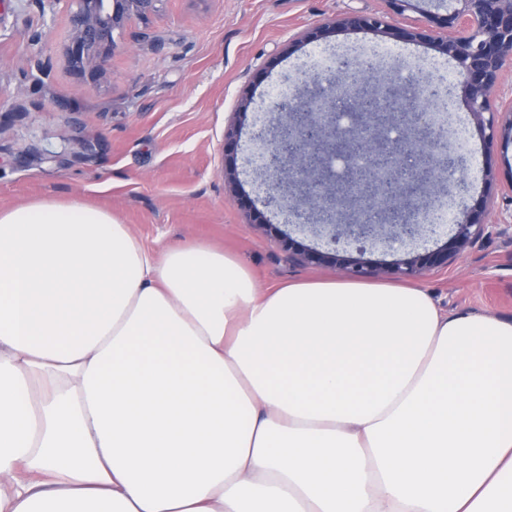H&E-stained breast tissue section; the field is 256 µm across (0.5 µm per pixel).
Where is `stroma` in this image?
<instances>
[{
  "mask_svg": "<svg viewBox=\"0 0 512 512\" xmlns=\"http://www.w3.org/2000/svg\"><path fill=\"white\" fill-rule=\"evenodd\" d=\"M448 0H413L403 13L385 0H159L148 22L134 19L116 34L104 81L79 79L62 59L70 38L63 12L36 0H0V208L49 198L108 211L150 247L199 243L238 258L264 288L337 279L332 268L289 258L278 240L282 219L262 203L244 204L254 177L246 140L253 110L284 76L296 83L338 77L314 37L385 51L400 88L414 71L455 77L457 64L403 28H425ZM345 14L386 15L388 32L334 28ZM39 44H32L34 35ZM457 138L470 162L469 213L490 231L448 269L418 280L448 312L512 318V144L488 141L471 119L462 87L450 104ZM238 130L239 142L226 140ZM90 158L67 165L77 142ZM236 168L234 197L219 175Z\"/></svg>",
  "mask_w": 512,
  "mask_h": 512,
  "instance_id": "35a3bbf8",
  "label": "stroma"
}]
</instances>
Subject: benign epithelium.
Listing matches in <instances>:
<instances>
[{
  "mask_svg": "<svg viewBox=\"0 0 512 512\" xmlns=\"http://www.w3.org/2000/svg\"><path fill=\"white\" fill-rule=\"evenodd\" d=\"M40 8L62 4L70 42L65 63L79 76L102 78L116 48L115 32L134 18L146 21L158 0H35ZM454 10L436 20L442 35L400 30L425 39L454 60L467 92L470 114L492 142H512V104L493 107L490 94L512 67V0H452ZM342 28L388 27L385 16L346 15ZM342 66L336 94L350 98L355 111L341 125L335 98L317 93L297 100L298 87L284 85L256 115L250 137L254 192L264 206L284 217L279 234L291 257L333 267L353 278L422 277L444 269L472 248L489 228L469 219L468 186L460 178L448 187V169L462 170L467 157L457 151L448 104L455 83L414 76L427 86L435 111L397 92L380 63L351 48L334 54ZM421 149L422 165L408 168L406 150ZM310 233L326 247L301 246L293 234ZM444 240L436 249L392 264L368 266L344 255L380 245L399 250L408 242Z\"/></svg>",
  "mask_w": 512,
  "mask_h": 512,
  "instance_id": "7a95c632",
  "label": "benign epithelium"
}]
</instances>
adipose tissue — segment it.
<instances>
[{"mask_svg": "<svg viewBox=\"0 0 512 512\" xmlns=\"http://www.w3.org/2000/svg\"><path fill=\"white\" fill-rule=\"evenodd\" d=\"M0 512H512V319L0 209Z\"/></svg>", "mask_w": 512, "mask_h": 512, "instance_id": "ef3b65f1", "label": "adipose tissue"}]
</instances>
